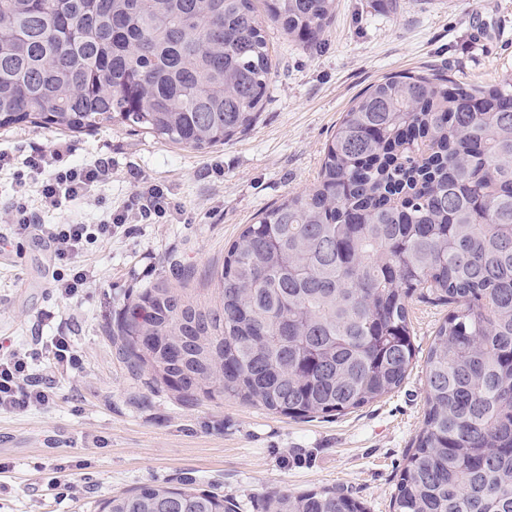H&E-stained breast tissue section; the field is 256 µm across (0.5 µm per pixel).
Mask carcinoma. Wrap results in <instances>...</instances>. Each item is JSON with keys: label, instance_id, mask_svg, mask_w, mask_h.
Returning <instances> with one entry per match:
<instances>
[{"label": "carcinoma", "instance_id": "cac0c4a2", "mask_svg": "<svg viewBox=\"0 0 512 512\" xmlns=\"http://www.w3.org/2000/svg\"><path fill=\"white\" fill-rule=\"evenodd\" d=\"M307 48L335 0H265ZM273 61L254 0H0V129L114 124L205 149L256 122ZM197 309L158 282L113 335L181 394L345 415L400 388L413 297L451 307L393 512H512V76H386L344 112L313 186L262 211ZM267 512H366L339 489L266 493ZM101 512H236L212 491L140 487Z\"/></svg>", "mask_w": 512, "mask_h": 512}]
</instances>
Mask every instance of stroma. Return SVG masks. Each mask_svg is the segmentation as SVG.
Wrapping results in <instances>:
<instances>
[{
    "label": "stroma",
    "mask_w": 512,
    "mask_h": 512,
    "mask_svg": "<svg viewBox=\"0 0 512 512\" xmlns=\"http://www.w3.org/2000/svg\"><path fill=\"white\" fill-rule=\"evenodd\" d=\"M265 30L274 77L256 123L195 150L115 124L79 135L0 130V152L25 158L58 144L79 161L107 158L100 195L128 199L130 171L168 188L180 209L162 224H126L94 245L93 282L62 299L39 238L0 249V355L36 336H71L77 370L38 371L48 404L0 412V512H98L143 485L191 484L262 512L274 488H343L369 512H393L392 496L422 426L425 360L444 307L413 302L416 363L403 385L342 416L290 418L232 396L187 402L119 352L112 318L131 293L162 281L199 304L217 301L224 253L262 210L307 190L341 115L393 73L441 71L490 85L512 74V0H336L321 44L309 49L276 25Z\"/></svg>",
    "instance_id": "35a3bbf8"
}]
</instances>
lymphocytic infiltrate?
Instances as JSON below:
<instances>
[{
  "mask_svg": "<svg viewBox=\"0 0 512 512\" xmlns=\"http://www.w3.org/2000/svg\"><path fill=\"white\" fill-rule=\"evenodd\" d=\"M24 165L32 177L19 179V186L33 184L39 210L48 211L96 197L99 188L109 181L112 168L111 161L104 158L90 163L69 162L57 149L28 156ZM130 182L133 189L126 206L107 212L96 224H43L39 210H31L26 203L19 201L10 208L12 237L23 238L36 228L46 239L55 265L52 286L61 298L77 296L90 283L92 274L83 262L89 245L111 239L113 229L127 221L161 218L170 210L171 201L162 186L146 184L135 172L131 173ZM43 357L62 371L75 368L79 362L71 338L59 334L37 338L31 350L1 356L0 411L23 412L48 402L49 387L34 369L35 361Z\"/></svg>",
  "mask_w": 512,
  "mask_h": 512,
  "instance_id": "1",
  "label": "lymphocytic infiltrate"
}]
</instances>
